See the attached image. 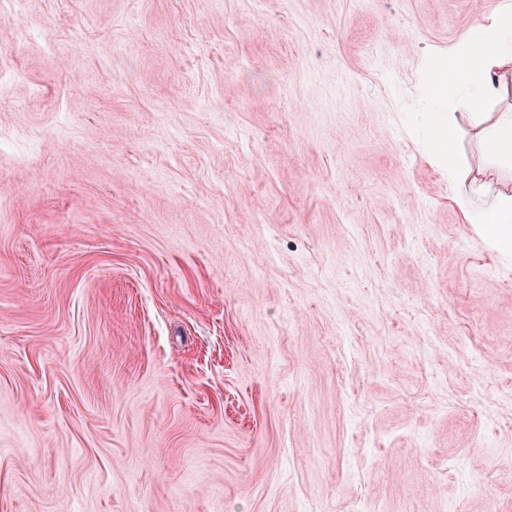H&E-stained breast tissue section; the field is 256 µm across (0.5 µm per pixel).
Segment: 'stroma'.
<instances>
[{"instance_id":"1","label":"stroma","mask_w":512,"mask_h":512,"mask_svg":"<svg viewBox=\"0 0 512 512\" xmlns=\"http://www.w3.org/2000/svg\"><path fill=\"white\" fill-rule=\"evenodd\" d=\"M504 2L17 0L0 512H512V263L420 146Z\"/></svg>"}]
</instances>
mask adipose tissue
I'll return each mask as SVG.
<instances>
[{
  "mask_svg": "<svg viewBox=\"0 0 512 512\" xmlns=\"http://www.w3.org/2000/svg\"><path fill=\"white\" fill-rule=\"evenodd\" d=\"M424 69L437 107L429 131L431 155L455 186L453 202L464 222L493 250L511 255L512 194L490 195L485 175L502 165L512 170V113H500L495 121L482 124L483 149L473 170L467 171L461 167L442 108L452 102L473 110L512 91V5L482 16L447 53L426 54Z\"/></svg>",
  "mask_w": 512,
  "mask_h": 512,
  "instance_id": "adipose-tissue-1",
  "label": "adipose tissue"
}]
</instances>
